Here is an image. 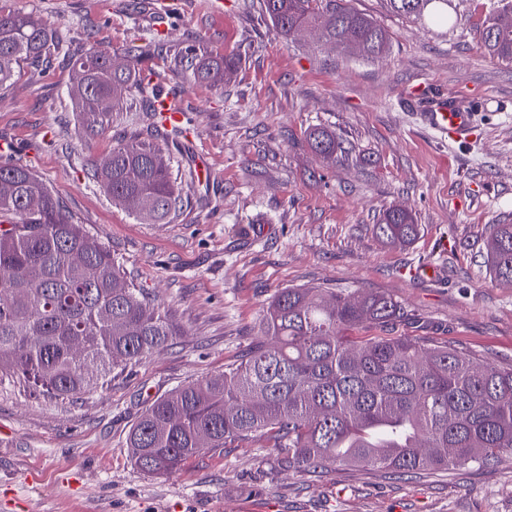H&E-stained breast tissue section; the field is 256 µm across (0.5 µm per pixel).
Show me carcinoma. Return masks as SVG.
<instances>
[{"mask_svg": "<svg viewBox=\"0 0 512 512\" xmlns=\"http://www.w3.org/2000/svg\"><path fill=\"white\" fill-rule=\"evenodd\" d=\"M447 0H387L419 17ZM281 36L302 28L342 51L375 59L384 29L346 0H263ZM492 57L512 62V0L477 29ZM62 49L33 14L0 6V89L23 66ZM143 53L127 50L112 66L106 48L69 56L70 93L85 130L104 131L123 95L157 98L141 74ZM180 62L201 83L216 84L235 67L191 48ZM315 154L336 160V134L308 133ZM91 179L112 202L149 224H163L179 194L171 168L151 139L112 147ZM0 373L55 397L81 394L117 367L168 345L180 328L128 283L111 252L61 210L26 165L0 161ZM389 244L419 234L411 214L388 210L375 225ZM494 279L512 287V224H496L488 243ZM24 282L17 288L14 283ZM403 315L387 293L283 288L259 322L262 341L238 366L192 381L154 401L133 424L126 447L150 476L179 471L206 450L260 437L282 470L322 472L349 466L405 475L484 463L512 453V366L477 362L468 352L386 336Z\"/></svg>", "mask_w": 512, "mask_h": 512, "instance_id": "1", "label": "carcinoma"}]
</instances>
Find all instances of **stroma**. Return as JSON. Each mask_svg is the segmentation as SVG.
I'll return each mask as SVG.
<instances>
[{"label": "stroma", "instance_id": "obj_1", "mask_svg": "<svg viewBox=\"0 0 512 512\" xmlns=\"http://www.w3.org/2000/svg\"><path fill=\"white\" fill-rule=\"evenodd\" d=\"M154 0H10L46 22L71 52L102 45L114 63L132 46L188 137L159 144L182 202L143 224L88 175L112 146L152 134L155 118L127 96L108 128L86 132L68 66H24L0 90V138L47 184L74 223L108 248L127 281L182 329L164 350L113 370L94 391L61 398L0 376V512H512V454L414 476L347 468L278 472L265 442L236 441L153 477L135 468L128 432L155 400L223 373L259 342L258 322L282 288L385 292L405 314L392 336L433 340L512 364V287L486 263L494 225L512 224V62L488 57L476 29L498 0H448L447 22L350 0L386 30L383 55L341 53L305 32L285 39L262 0H182L169 19ZM235 58L222 84L195 83L173 54ZM430 91L488 100L465 145L421 129L409 100ZM325 127L344 153L330 163L307 134ZM209 168L197 175L196 154ZM400 207L419 226L408 245L374 231ZM428 261L441 277L415 276Z\"/></svg>", "mask_w": 512, "mask_h": 512}]
</instances>
